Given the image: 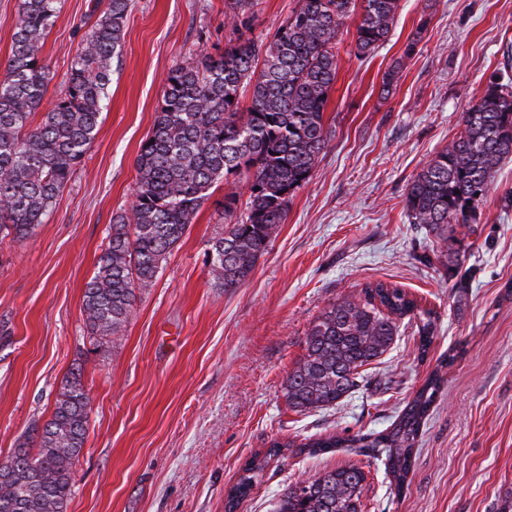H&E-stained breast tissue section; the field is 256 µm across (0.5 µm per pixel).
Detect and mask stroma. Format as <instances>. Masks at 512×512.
<instances>
[{"label": "stroma", "instance_id": "35a3bbf8", "mask_svg": "<svg viewBox=\"0 0 512 512\" xmlns=\"http://www.w3.org/2000/svg\"><path fill=\"white\" fill-rule=\"evenodd\" d=\"M97 3L62 0L42 50L54 75L45 103L63 91ZM224 11L225 0H133L91 151L30 237L0 240V459L20 443L36 447L33 430L77 369L90 426L65 512H224L244 464L276 440L287 449L237 512H277L288 487L347 465L366 475L361 512H512V160L495 173L477 223L454 227L465 292L448 277L446 244L404 209L410 183L459 132L467 105L512 76V0H400L388 41L365 59L353 54L347 21L328 148L250 277L227 288L206 264L224 228L227 188L217 186L153 284L137 290L122 335L92 338L83 289L113 214L131 203L164 79L201 48L228 43ZM376 282L430 312L427 356L415 322H401L339 406L293 411L283 386L310 325ZM453 348L457 357L440 367ZM437 368L444 381L402 490L358 449L298 452L309 438L386 430Z\"/></svg>", "mask_w": 512, "mask_h": 512}]
</instances>
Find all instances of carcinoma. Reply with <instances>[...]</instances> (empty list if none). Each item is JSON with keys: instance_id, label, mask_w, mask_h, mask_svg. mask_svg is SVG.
<instances>
[{"instance_id": "obj_1", "label": "carcinoma", "mask_w": 512, "mask_h": 512, "mask_svg": "<svg viewBox=\"0 0 512 512\" xmlns=\"http://www.w3.org/2000/svg\"><path fill=\"white\" fill-rule=\"evenodd\" d=\"M61 0H21L8 57L0 60V238L23 239L44 223L99 133L112 64L120 61L132 0H104L65 78L64 95L34 122L51 70L40 52ZM400 0H298L269 40L247 34L254 0H227L235 38L167 73L152 132L136 158L129 209L112 216L109 242L86 283L82 314L92 335H119L135 300L182 239L217 182L246 175L247 199L224 195V232L209 241L206 262L217 281H245L288 213L295 192L328 147L325 113L336 82L341 30L355 21V56L388 38ZM251 91L249 105L241 95ZM512 156V84L492 82L462 113L461 130L411 182L408 222L448 241L454 224L477 222L500 162ZM419 310L404 290L382 282L364 297L329 305L306 334V353L284 383L297 412L331 407L363 381L360 368L394 342L399 320ZM443 381L432 371L389 430L345 441L313 439L300 452L360 448L386 456L396 490L411 469L416 438ZM88 398L78 376L66 379L36 451L14 449L0 463V512H64L73 467L88 430ZM264 469L253 459L229 490L227 512L248 497ZM365 474L354 466L325 470L288 488L278 512H361Z\"/></svg>"}]
</instances>
